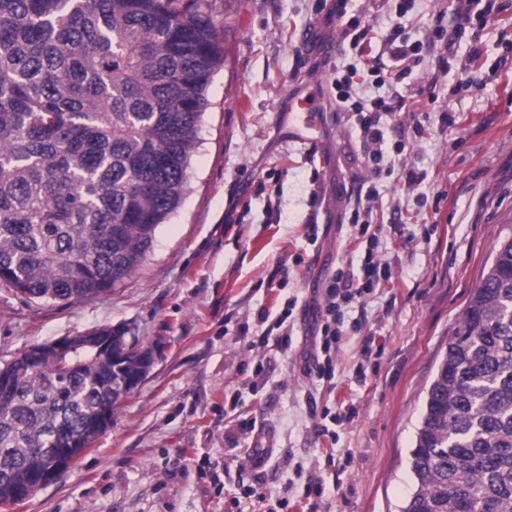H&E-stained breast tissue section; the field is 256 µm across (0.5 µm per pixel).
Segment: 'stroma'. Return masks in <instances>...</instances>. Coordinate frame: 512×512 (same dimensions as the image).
I'll return each instance as SVG.
<instances>
[{
    "label": "stroma",
    "instance_id": "stroma-1",
    "mask_svg": "<svg viewBox=\"0 0 512 512\" xmlns=\"http://www.w3.org/2000/svg\"><path fill=\"white\" fill-rule=\"evenodd\" d=\"M207 4L225 61L208 87L185 199L153 249L100 298L47 304L0 293V362L34 343L121 324L155 363L60 479L0 512H268L282 499L288 512H401L415 488L410 450L426 392L501 236L512 233V8L467 27L438 84L426 53L398 84L421 102L393 112L391 125L432 129L402 155L426 175L408 192L397 177L373 180L357 159V133L334 111L331 82L351 53L310 57L299 46L311 29L325 44L340 41L341 23L328 14L336 0ZM458 5L415 0L402 19L390 0H349L346 11L367 8L378 46L399 22L410 40L426 41L436 14ZM473 66L484 91L461 86ZM301 83L325 107L318 142L275 130L287 89ZM443 109L456 122L441 132ZM371 180L379 213L400 212L430 232L406 241L383 226L393 278L366 297L362 327L347 331L324 383L304 365L326 279L361 252L341 226L345 199ZM311 216L314 244L305 235ZM292 295L307 315L284 347L271 329ZM348 407L354 414L335 436L322 434L323 413ZM249 421L251 440L239 431ZM316 481L319 496L308 491Z\"/></svg>",
    "mask_w": 512,
    "mask_h": 512
}]
</instances>
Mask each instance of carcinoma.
I'll list each match as a JSON object with an SVG mask.
<instances>
[{"label": "carcinoma", "instance_id": "obj_1", "mask_svg": "<svg viewBox=\"0 0 512 512\" xmlns=\"http://www.w3.org/2000/svg\"><path fill=\"white\" fill-rule=\"evenodd\" d=\"M224 63L203 0H0V288L33 301L106 294L179 207ZM84 335L69 356L1 371L0 506L73 459L138 372ZM403 512H512V235L498 244L427 392Z\"/></svg>", "mask_w": 512, "mask_h": 512}]
</instances>
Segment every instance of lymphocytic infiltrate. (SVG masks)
<instances>
[{
    "mask_svg": "<svg viewBox=\"0 0 512 512\" xmlns=\"http://www.w3.org/2000/svg\"><path fill=\"white\" fill-rule=\"evenodd\" d=\"M511 7L507 0H465L464 8L455 12L450 25H436L427 45H424L436 53L433 79L447 75L448 60L454 57L455 45L461 39L467 24L475 19L486 20L489 15ZM336 15L345 21L343 39L351 52L358 57L359 64L347 67L346 71L337 72L332 87L337 110L343 113L347 123L358 133L361 159L374 179L395 174L405 187L420 185L425 175L414 167L404 165L395 171L383 165V145L387 133H394L396 150L401 153L410 139L420 138L426 131L425 126L419 122L410 128L398 125L390 129L383 121L384 115L415 102V95L405 96L398 93L389 99L382 96L367 99L357 92L354 78L358 69L362 68L373 76L377 86H391L401 82L411 74V65L418 62L419 51L424 46L410 43L403 25H396L385 45L391 58L403 62L404 67L398 72H389L379 57L373 56L371 30L363 24L361 17H347L346 6L342 2L336 7ZM378 196L375 184H371L358 186L348 197L346 224L351 237L357 241H365L366 248L358 265L349 264L337 268L324 289V303L320 310L319 346L310 356L316 377L324 381L332 380L335 376L334 359L344 334L347 310L375 292L380 283L391 278L390 266L381 259L377 250L379 227L372 220Z\"/></svg>",
    "mask_w": 512,
    "mask_h": 512,
    "instance_id": "lymphocytic-infiltrate-1",
    "label": "lymphocytic infiltrate"
}]
</instances>
